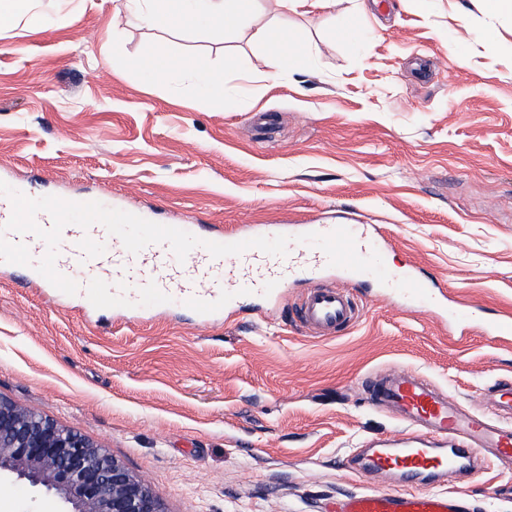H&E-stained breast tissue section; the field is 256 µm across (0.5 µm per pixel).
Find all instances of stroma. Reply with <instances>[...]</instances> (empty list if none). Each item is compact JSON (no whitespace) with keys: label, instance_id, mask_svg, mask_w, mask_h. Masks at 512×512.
Listing matches in <instances>:
<instances>
[{"label":"stroma","instance_id":"obj_1","mask_svg":"<svg viewBox=\"0 0 512 512\" xmlns=\"http://www.w3.org/2000/svg\"><path fill=\"white\" fill-rule=\"evenodd\" d=\"M122 2L45 0L62 26L0 31V181L112 199L158 224H374L393 269L417 264L481 316L512 311V16L473 0H366L355 50L332 19L357 0L288 14L259 0V22L311 50L306 74L274 78L252 28L150 29ZM148 45L206 55L223 106L121 66ZM304 289L211 325L174 305L92 323L0 272V396L106 448L166 512H332L342 494L389 488L346 463L395 428L366 377L416 369L466 410L512 382V340L450 336L433 307L371 277L353 328L309 336L294 321ZM441 488L469 512H512V473L495 466ZM62 508L0 481V512Z\"/></svg>","mask_w":512,"mask_h":512}]
</instances>
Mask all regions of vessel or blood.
<instances>
[{"label":"vessel or blood","mask_w":512,"mask_h":512,"mask_svg":"<svg viewBox=\"0 0 512 512\" xmlns=\"http://www.w3.org/2000/svg\"><path fill=\"white\" fill-rule=\"evenodd\" d=\"M349 230L361 256L382 251L373 225L353 224ZM279 233L278 225L261 224L249 233L210 230L205 238L232 244L251 235ZM56 268L78 284L74 299L87 317L109 309L138 318L147 310L175 303L206 325L222 320L226 310L241 299L257 297L273 303L301 278L328 280L340 273L339 268L329 266L322 250L296 241L282 257L250 249L215 258L197 247L181 262L164 243L132 254L99 224L86 229L74 224L64 227ZM389 287L450 311L464 328L512 337L511 314L473 320L459 306L449 305L446 292L418 277L416 267L391 272ZM359 319V306L347 288L309 289L295 308L298 325L318 338L341 335ZM369 395L373 405L388 412L400 429L369 442L355 455L358 472L396 483H418L422 489L351 494L340 501L336 512H460L458 497L438 491V483L462 472H479L487 463L502 471L512 469V384L493 385L481 411H466L451 403L445 391L415 370L379 378Z\"/></svg>","instance_id":"vessel-or-blood-1"}]
</instances>
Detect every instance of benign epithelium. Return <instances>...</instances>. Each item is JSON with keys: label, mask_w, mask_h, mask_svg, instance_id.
<instances>
[{"label": "benign epithelium", "mask_w": 512, "mask_h": 512, "mask_svg": "<svg viewBox=\"0 0 512 512\" xmlns=\"http://www.w3.org/2000/svg\"><path fill=\"white\" fill-rule=\"evenodd\" d=\"M52 492L65 512H165L133 471L81 433L0 397V477Z\"/></svg>", "instance_id": "7a95c632"}]
</instances>
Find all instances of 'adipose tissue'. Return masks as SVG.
Returning a JSON list of instances; mask_svg holds the SVG:
<instances>
[{
	"instance_id": "ef3b65f1",
	"label": "adipose tissue",
	"mask_w": 512,
	"mask_h": 512,
	"mask_svg": "<svg viewBox=\"0 0 512 512\" xmlns=\"http://www.w3.org/2000/svg\"><path fill=\"white\" fill-rule=\"evenodd\" d=\"M124 9L148 27H183L189 32L221 31L234 28L255 14L256 0H124ZM25 22L33 31L53 25L41 8V0H0V28ZM255 36L271 47L266 65L271 74L300 72L308 53L304 43L290 28L266 23ZM128 66L148 84L171 83L187 77L200 96L212 105L224 101V83L207 57L171 49L163 53L151 49L128 59Z\"/></svg>"
}]
</instances>
